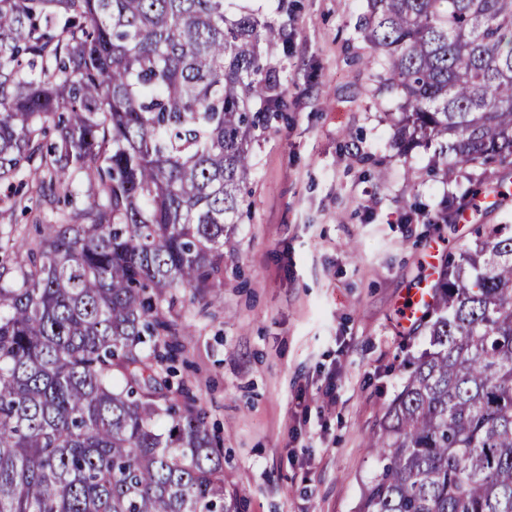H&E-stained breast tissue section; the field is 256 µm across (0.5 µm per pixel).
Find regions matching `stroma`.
<instances>
[{
    "instance_id": "stroma-1",
    "label": "stroma",
    "mask_w": 512,
    "mask_h": 512,
    "mask_svg": "<svg viewBox=\"0 0 512 512\" xmlns=\"http://www.w3.org/2000/svg\"><path fill=\"white\" fill-rule=\"evenodd\" d=\"M241 3L288 24V50L271 51L285 107L253 148L221 300L181 290L165 311L192 331L171 381L223 439L244 512H354L377 465L368 440L429 346L423 324L401 329L403 297L477 225L512 224V202L488 188L432 223L467 175L395 150L401 100L373 94L364 0Z\"/></svg>"
}]
</instances>
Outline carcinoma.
Returning a JSON list of instances; mask_svg holds the SVG:
<instances>
[{"mask_svg":"<svg viewBox=\"0 0 512 512\" xmlns=\"http://www.w3.org/2000/svg\"><path fill=\"white\" fill-rule=\"evenodd\" d=\"M229 0H0V183L62 222L0 262V512H239L224 445L172 391L174 292L205 296L284 107L276 25ZM399 144L512 169V0H366ZM421 353L370 438L356 512H512V224L434 285Z\"/></svg>","mask_w":512,"mask_h":512,"instance_id":"carcinoma-1","label":"carcinoma"}]
</instances>
